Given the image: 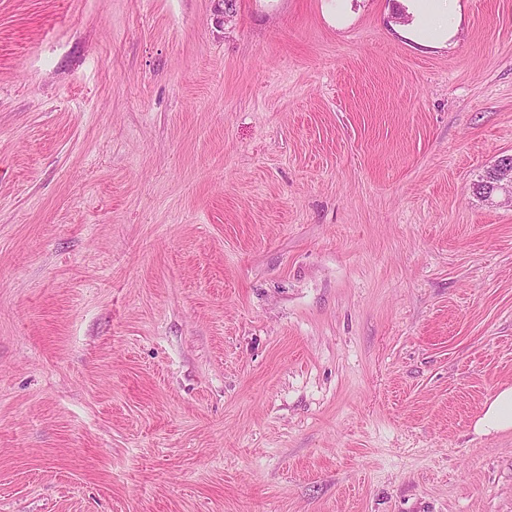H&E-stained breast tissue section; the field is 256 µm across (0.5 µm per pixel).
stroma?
Returning a JSON list of instances; mask_svg holds the SVG:
<instances>
[{
    "label": "stroma",
    "mask_w": 512,
    "mask_h": 512,
    "mask_svg": "<svg viewBox=\"0 0 512 512\" xmlns=\"http://www.w3.org/2000/svg\"><path fill=\"white\" fill-rule=\"evenodd\" d=\"M0 0V512H512V0ZM510 158L511 155H505L500 158L494 175L495 190L489 197L503 194L505 198L512 202V163ZM474 430L480 435L512 431V386L502 387L486 401Z\"/></svg>",
    "instance_id": "35a3bbf8"
}]
</instances>
